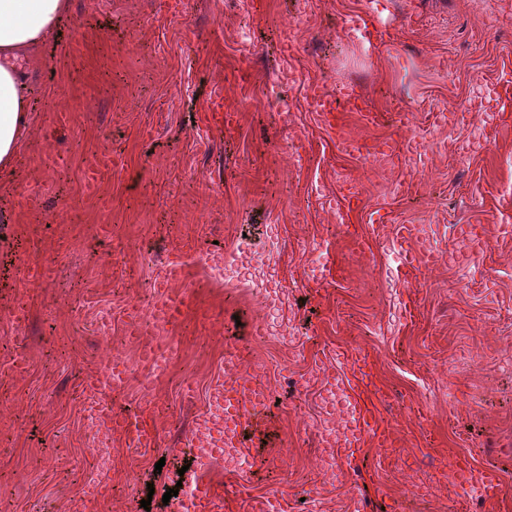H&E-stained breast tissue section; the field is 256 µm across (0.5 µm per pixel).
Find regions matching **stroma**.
I'll return each mask as SVG.
<instances>
[{"instance_id":"stroma-1","label":"stroma","mask_w":512,"mask_h":512,"mask_svg":"<svg viewBox=\"0 0 512 512\" xmlns=\"http://www.w3.org/2000/svg\"><path fill=\"white\" fill-rule=\"evenodd\" d=\"M374 10L388 26L369 41L347 32L351 16ZM248 42H241L240 29ZM306 81L287 87L295 105L270 112L263 91L278 78L282 49ZM512 69V0H71L57 41L42 51L31 81L32 133L12 173L0 174V342L26 358L0 382V512H169L187 450L188 423L226 366L256 369L273 399L249 434L252 469L208 471L231 512L263 497L312 499L313 512H470L446 461L469 456L496 470L512 491V123L494 128L486 150L463 155L489 93ZM354 85L380 115L355 113L347 135L409 143L428 133L425 163L342 155L335 130L312 112V92ZM222 99L230 123L210 120ZM360 189L353 231L336 230L329 207L341 180ZM382 207L394 221L368 227ZM423 227L412 281L383 265L398 249L397 227ZM466 224L485 227L473 251L458 243ZM277 228L278 282L297 335L260 337L257 289L224 286L194 261L233 248L241 235ZM321 247L338 273L309 284L306 262ZM182 255L173 292L192 303L172 329L151 340L178 347L167 376L145 380L126 311L148 291L153 259ZM52 263L53 283L27 280L28 265ZM414 294L419 314L403 324ZM28 301L17 335L9 312ZM108 339H100L101 315ZM368 353L384 397L401 466L384 470L372 449L336 479L319 472V394L339 372L337 349ZM132 370L112 410H134L161 441L133 447L112 438L111 495H82L92 475L79 384L107 351ZM436 436L427 445L426 432ZM150 507H142V500Z\"/></svg>"}]
</instances>
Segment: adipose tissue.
Returning a JSON list of instances; mask_svg holds the SVG:
<instances>
[{"label": "adipose tissue", "mask_w": 512, "mask_h": 512, "mask_svg": "<svg viewBox=\"0 0 512 512\" xmlns=\"http://www.w3.org/2000/svg\"><path fill=\"white\" fill-rule=\"evenodd\" d=\"M70 0H0V173L13 169L32 132L24 70L56 40Z\"/></svg>", "instance_id": "ef3b65f1"}]
</instances>
